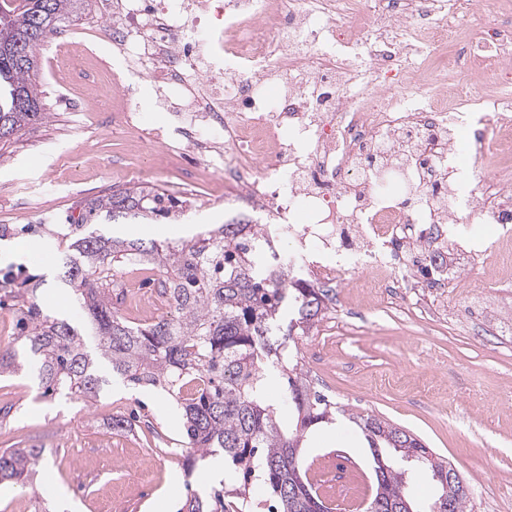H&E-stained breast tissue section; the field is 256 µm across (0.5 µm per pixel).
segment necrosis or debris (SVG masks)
<instances>
[{
	"mask_svg": "<svg viewBox=\"0 0 512 512\" xmlns=\"http://www.w3.org/2000/svg\"><path fill=\"white\" fill-rule=\"evenodd\" d=\"M98 23L67 30L92 100L118 109L153 178L191 167L181 195L258 225L289 226L303 269L330 286L365 275L406 303L466 214L512 239V0H97ZM116 69H91L99 45ZM150 82L149 107L133 79ZM173 113L168 129L147 113ZM474 137L458 150L462 129ZM481 171L480 193L461 176Z\"/></svg>",
	"mask_w": 512,
	"mask_h": 512,
	"instance_id": "4bbe7bcc",
	"label": "necrosis or debris"
}]
</instances>
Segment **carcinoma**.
Instances as JSON below:
<instances>
[{
  "label": "carcinoma",
  "mask_w": 512,
  "mask_h": 512,
  "mask_svg": "<svg viewBox=\"0 0 512 512\" xmlns=\"http://www.w3.org/2000/svg\"><path fill=\"white\" fill-rule=\"evenodd\" d=\"M17 11L0 5V34L25 37L24 49L36 56L61 23L77 15L84 0H22ZM48 118L37 65L0 48V142ZM183 212L178 200L157 188L117 189L88 200L73 224H114L120 219L154 221ZM252 224L226 222L177 245L127 242L95 230L70 246L62 267L101 356L126 385L159 387L184 411L187 471L217 450L242 472L243 483L190 495L179 512H224V497L248 507L271 497L268 512H330L299 472L303 438L312 427L332 421L333 403L316 390L288 342L307 336L321 320L326 289L294 273L293 255L271 273L265 269L264 242L249 250ZM143 257L163 274L170 312L146 324L119 314L113 303L114 274ZM11 301L21 332L0 347V371H15L17 347L39 356L41 384L48 392L66 391L85 402L99 397L104 379L86 351L84 334L63 319L41 311L24 284L0 280V305ZM286 380L274 401L269 376ZM374 448L377 492L366 512H466L470 492L444 486L445 461L415 436L372 415L356 416ZM42 448L0 451V481L23 483L35 472ZM419 466L439 475L437 497L424 505L409 495L407 471Z\"/></svg>",
  "instance_id": "obj_1"
}]
</instances>
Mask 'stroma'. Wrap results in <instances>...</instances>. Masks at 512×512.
I'll return each instance as SVG.
<instances>
[{
	"label": "stroma",
	"mask_w": 512,
	"mask_h": 512,
	"mask_svg": "<svg viewBox=\"0 0 512 512\" xmlns=\"http://www.w3.org/2000/svg\"><path fill=\"white\" fill-rule=\"evenodd\" d=\"M68 66L41 68L47 120L0 146V276L36 288L38 302L63 298L50 310L71 324L81 313L61 273V256L75 235L63 216H77L83 200L150 182L151 159L131 143L121 120L103 110L89 117L69 104ZM35 193L15 208L16 186ZM30 244L21 253L17 244ZM448 272L475 282L476 298L500 311L463 335L445 321L429 320L387 304L366 321L338 325L326 310L309 335L297 341L301 366L319 390L346 409V416L307 432L300 474L324 502L336 499L323 476L351 467L359 490L349 512H364L375 490L373 458L362 430L349 414L373 415L417 435L450 462L471 487L468 512H512V275L484 287L487 270L452 252ZM104 385L87 404L65 393H45L35 371L0 376V450L40 448L36 481L0 482V512H151L167 493L169 512L203 490L200 475L186 476L183 410L176 401L160 408L157 389H134L100 364ZM131 427L117 431L113 416ZM357 440L354 448L338 434ZM147 468L148 489L130 476Z\"/></svg>",
	"instance_id": "1"
}]
</instances>
